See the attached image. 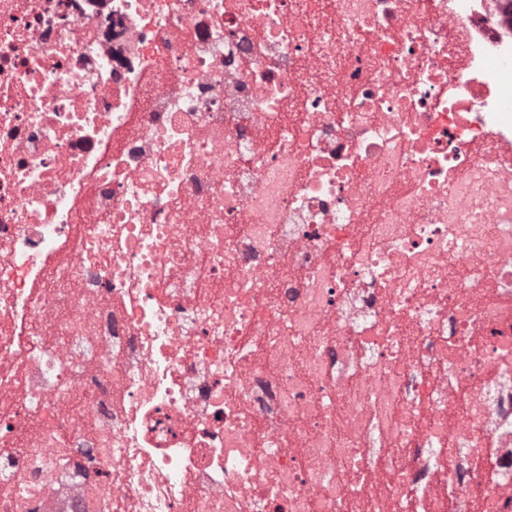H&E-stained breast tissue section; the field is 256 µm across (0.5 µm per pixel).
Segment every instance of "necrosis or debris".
<instances>
[{
	"instance_id": "obj_1",
	"label": "necrosis or debris",
	"mask_w": 512,
	"mask_h": 512,
	"mask_svg": "<svg viewBox=\"0 0 512 512\" xmlns=\"http://www.w3.org/2000/svg\"><path fill=\"white\" fill-rule=\"evenodd\" d=\"M512 0H0V512H512Z\"/></svg>"
}]
</instances>
